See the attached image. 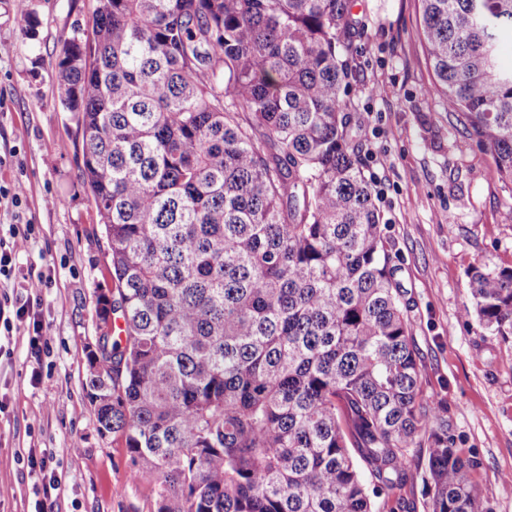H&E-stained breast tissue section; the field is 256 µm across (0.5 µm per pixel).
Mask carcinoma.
Instances as JSON below:
<instances>
[{
  "mask_svg": "<svg viewBox=\"0 0 512 512\" xmlns=\"http://www.w3.org/2000/svg\"><path fill=\"white\" fill-rule=\"evenodd\" d=\"M446 108L512 186V0H420ZM353 0H97L55 79L78 114L113 318L87 396L155 512H376L427 443L429 512L477 465L424 398L386 225L343 97ZM512 336V267L468 271Z\"/></svg>",
  "mask_w": 512,
  "mask_h": 512,
  "instance_id": "cac0c4a2",
  "label": "carcinoma"
}]
</instances>
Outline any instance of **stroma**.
Here are the masks:
<instances>
[{
    "instance_id": "obj_1",
    "label": "stroma",
    "mask_w": 512,
    "mask_h": 512,
    "mask_svg": "<svg viewBox=\"0 0 512 512\" xmlns=\"http://www.w3.org/2000/svg\"><path fill=\"white\" fill-rule=\"evenodd\" d=\"M96 0H0V185L21 187L0 225L31 221L21 269L50 273L40 293L43 335L0 337V512H32L29 452L50 450L62 490L51 512H154L134 481L123 440L100 437L86 397V348L112 279L104 230L81 172L82 134L59 100L57 57ZM357 67L345 98L364 119L360 158L386 226L419 352L424 396L444 400L459 452L477 460L480 512H512V336L463 311L468 270L512 266V189L446 111L427 63L418 0H355ZM426 451L412 449L409 483L379 495L378 512H428Z\"/></svg>"
}]
</instances>
